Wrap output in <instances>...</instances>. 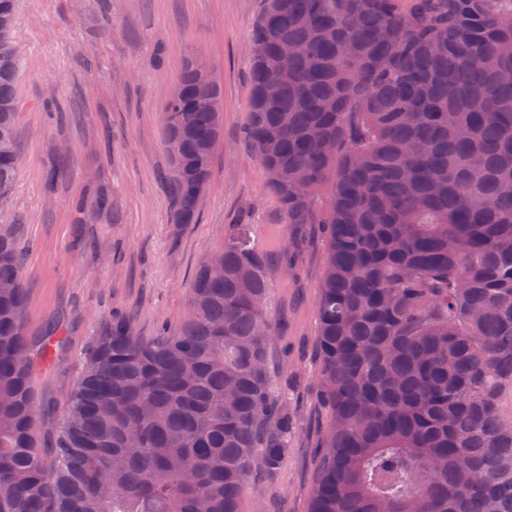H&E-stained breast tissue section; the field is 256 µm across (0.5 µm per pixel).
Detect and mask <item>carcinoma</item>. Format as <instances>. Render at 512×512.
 Wrapping results in <instances>:
<instances>
[{
	"mask_svg": "<svg viewBox=\"0 0 512 512\" xmlns=\"http://www.w3.org/2000/svg\"><path fill=\"white\" fill-rule=\"evenodd\" d=\"M244 139L279 223L321 224L320 401L309 512H512V0H263ZM286 77L264 95L263 62ZM19 57L0 34V205L17 166ZM170 100L173 223L194 224L223 115ZM150 339L112 320L49 442L25 331L22 244L0 225V512H239L295 413L268 353L269 250L250 225Z\"/></svg>",
	"mask_w": 512,
	"mask_h": 512,
	"instance_id": "cac0c4a2",
	"label": "carcinoma"
}]
</instances>
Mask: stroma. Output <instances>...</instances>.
Segmentation results:
<instances>
[{"label":"stroma","mask_w":512,"mask_h":512,"mask_svg":"<svg viewBox=\"0 0 512 512\" xmlns=\"http://www.w3.org/2000/svg\"><path fill=\"white\" fill-rule=\"evenodd\" d=\"M17 0L21 51L16 94L18 176L0 224L32 243L23 266L29 336H61L55 364L37 372L41 426L59 419L85 353L112 314L137 336L192 314L199 264L224 244L227 224H250L261 243L287 234L265 191L248 121L247 46L261 0ZM206 59L224 89L223 140L195 224L176 229L163 115L189 57ZM112 211L78 221L75 203L97 187ZM326 250L320 225L305 228L296 265L272 268L271 314L286 328L269 363L298 417L283 462L245 488L241 512H308L314 450L328 423L318 398L317 299Z\"/></svg>","instance_id":"stroma-1"}]
</instances>
